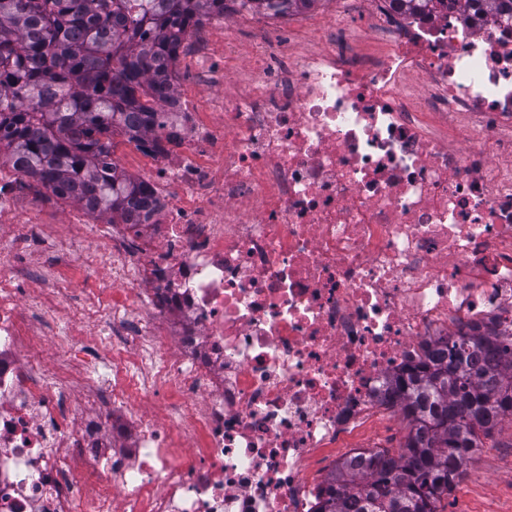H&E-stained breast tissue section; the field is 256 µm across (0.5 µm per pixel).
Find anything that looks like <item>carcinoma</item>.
I'll use <instances>...</instances> for the list:
<instances>
[{"instance_id": "carcinoma-1", "label": "carcinoma", "mask_w": 512, "mask_h": 512, "mask_svg": "<svg viewBox=\"0 0 512 512\" xmlns=\"http://www.w3.org/2000/svg\"><path fill=\"white\" fill-rule=\"evenodd\" d=\"M226 0H0V165L58 199L141 218L152 199L144 180L119 171L112 135L135 147L164 127L174 65L203 19ZM243 9L291 11L315 0H239ZM433 11L447 0H400ZM492 4L512 22V0ZM409 433L336 468L317 512H438L483 439L512 420V323L476 339H440L428 360L398 378Z\"/></svg>"}]
</instances>
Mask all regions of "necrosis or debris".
<instances>
[{"label": "necrosis or debris", "mask_w": 512, "mask_h": 512, "mask_svg": "<svg viewBox=\"0 0 512 512\" xmlns=\"http://www.w3.org/2000/svg\"><path fill=\"white\" fill-rule=\"evenodd\" d=\"M372 3L375 53L207 18L143 223L23 222L0 169V512H315L397 375L512 320V26ZM35 240L101 284L72 304Z\"/></svg>", "instance_id": "obj_1"}]
</instances>
